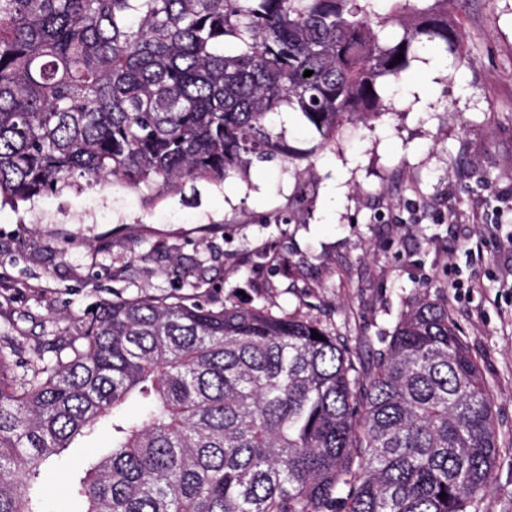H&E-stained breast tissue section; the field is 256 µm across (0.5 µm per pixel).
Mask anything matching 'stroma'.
<instances>
[{
	"instance_id": "1",
	"label": "stroma",
	"mask_w": 512,
	"mask_h": 512,
	"mask_svg": "<svg viewBox=\"0 0 512 512\" xmlns=\"http://www.w3.org/2000/svg\"><path fill=\"white\" fill-rule=\"evenodd\" d=\"M448 22L468 62L422 54L373 129L347 125L310 163L257 161L159 201L106 184L0 209V354L25 366L101 301L176 293L299 310L367 359L420 296L444 299L501 439L474 508L512 512V0H450ZM107 440L44 471L50 512Z\"/></svg>"
}]
</instances>
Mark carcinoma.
Here are the masks:
<instances>
[{"instance_id":"1","label":"carcinoma","mask_w":512,"mask_h":512,"mask_svg":"<svg viewBox=\"0 0 512 512\" xmlns=\"http://www.w3.org/2000/svg\"><path fill=\"white\" fill-rule=\"evenodd\" d=\"M374 2L0 0V208L292 164L285 112L336 149L419 53L467 57L448 0ZM48 351L0 356V512H50L43 470L105 421L68 512H467L492 477V394L441 300L368 363L299 312L173 294L104 301Z\"/></svg>"}]
</instances>
